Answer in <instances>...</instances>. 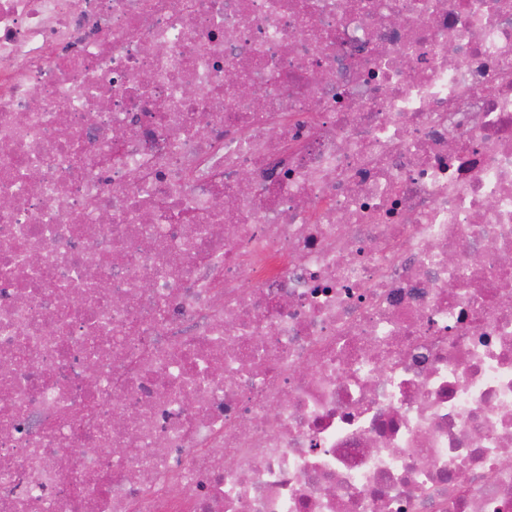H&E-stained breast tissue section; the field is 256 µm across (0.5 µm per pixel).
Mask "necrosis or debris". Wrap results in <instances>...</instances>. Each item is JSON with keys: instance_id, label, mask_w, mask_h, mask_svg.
<instances>
[{"instance_id": "necrosis-or-debris-1", "label": "necrosis or debris", "mask_w": 512, "mask_h": 512, "mask_svg": "<svg viewBox=\"0 0 512 512\" xmlns=\"http://www.w3.org/2000/svg\"><path fill=\"white\" fill-rule=\"evenodd\" d=\"M0 198V512H512V0H0Z\"/></svg>"}]
</instances>
